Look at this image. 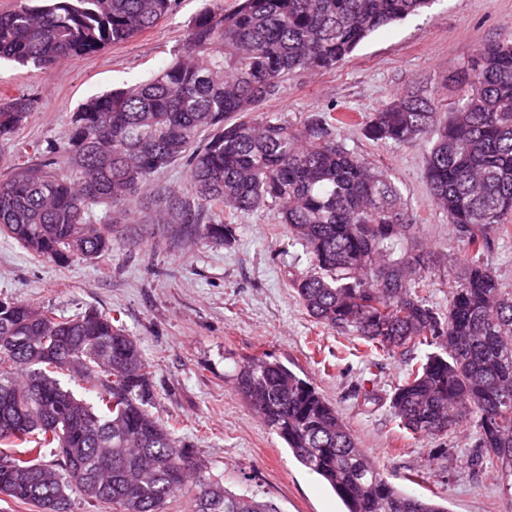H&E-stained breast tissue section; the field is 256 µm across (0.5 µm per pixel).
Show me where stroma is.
<instances>
[{"label":"stroma","mask_w":512,"mask_h":512,"mask_svg":"<svg viewBox=\"0 0 512 512\" xmlns=\"http://www.w3.org/2000/svg\"><path fill=\"white\" fill-rule=\"evenodd\" d=\"M234 4L176 0L164 21L131 41L66 58L44 72L0 64V100L23 93L37 104L12 141L0 145V175L32 158L33 143L64 146L69 116L83 99L164 67L181 51L202 9L229 10ZM510 39L512 0H435L424 13L371 34L336 69L286 80L262 110L293 123L331 106L352 115L353 124L341 130L347 148L388 173L414 216L418 242L454 269L467 249L447 214L430 200L427 144L373 142L361 121L417 88L452 103L453 79L476 50ZM185 180L181 161L155 174L133 203L134 223L93 259L59 266L0 236V298L65 317L120 310L153 368L149 412L173 425L177 440L205 461V480L233 493L272 501L280 512L342 509L238 392L241 359L267 355L313 382L358 448L403 492L447 499L451 512H512V495L502 490L489 463L477 460L473 427L421 438L392 417L389 397L410 354L369 350L355 333L308 316L290 281L312 266L273 210L240 216L228 245L175 242L166 225L147 220L156 193L181 188Z\"/></svg>","instance_id":"stroma-1"}]
</instances>
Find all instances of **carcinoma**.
I'll use <instances>...</instances> for the list:
<instances>
[{
    "instance_id": "1",
    "label": "carcinoma",
    "mask_w": 512,
    "mask_h": 512,
    "mask_svg": "<svg viewBox=\"0 0 512 512\" xmlns=\"http://www.w3.org/2000/svg\"><path fill=\"white\" fill-rule=\"evenodd\" d=\"M433 0H238L206 8L182 54L151 78L92 96L70 116L56 171L53 145L38 163L0 178V234L57 264L97 257L131 197L152 175L187 162L183 190L155 201V220L196 239L228 243L234 221L275 209L313 272L291 281L320 325L354 331L372 350L436 351L410 366L389 408L420 437L473 424L479 458L512 495V291L481 257L512 219V40L491 43L457 74L448 119L426 93L401 96L370 117L378 143L430 142L431 202L470 253L449 285L448 312L429 304L436 265L417 244L396 185L347 149L336 107L301 125L257 109L305 71L336 68L375 31L418 15ZM174 0H19L0 12V60L47 70L155 26ZM35 111L24 94L0 102V145ZM105 208L104 221L96 209ZM93 382L97 405L59 376ZM153 372L120 317H75L0 299V496L37 512H69L72 497L112 512H166L205 467L146 409ZM237 388L302 466L329 486L343 512H449L405 495L359 448L308 380L277 359L248 357ZM55 449L52 464L43 450ZM194 512H279L270 501L196 481Z\"/></svg>"
}]
</instances>
